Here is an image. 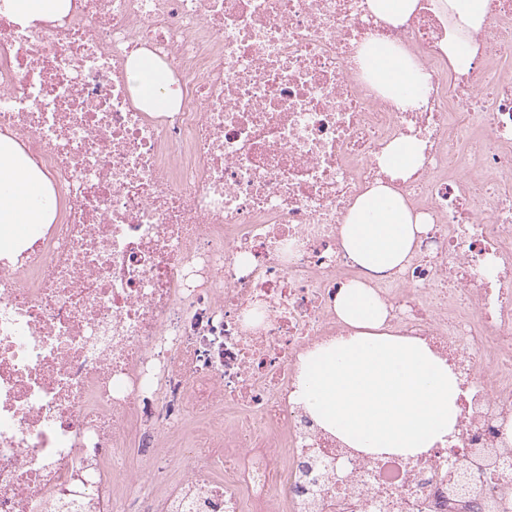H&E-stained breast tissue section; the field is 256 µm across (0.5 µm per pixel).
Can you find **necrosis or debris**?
<instances>
[{"instance_id":"1","label":"necrosis or debris","mask_w":512,"mask_h":512,"mask_svg":"<svg viewBox=\"0 0 512 512\" xmlns=\"http://www.w3.org/2000/svg\"><path fill=\"white\" fill-rule=\"evenodd\" d=\"M447 40L433 0L393 22L366 0L0 10V137L55 207L0 256V512H512V0L460 44L468 72ZM369 43L413 57L422 104L371 80ZM136 53L174 109L134 99ZM400 137L424 160L392 186L429 229L378 272L341 224ZM353 280L464 380L419 455L348 447L296 398Z\"/></svg>"}]
</instances>
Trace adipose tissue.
I'll use <instances>...</instances> for the list:
<instances>
[{
	"mask_svg": "<svg viewBox=\"0 0 512 512\" xmlns=\"http://www.w3.org/2000/svg\"><path fill=\"white\" fill-rule=\"evenodd\" d=\"M435 6L448 18L450 61L457 72H467L472 57L457 54L455 46L483 26L486 2L435 0ZM361 62L399 107L418 106L423 77L402 50L369 47ZM147 67L144 58H130V88L149 111H167L177 94L163 72L151 77ZM422 160L420 143L401 137L387 147L379 163L395 179L410 175ZM53 217L48 180L10 138L1 137L0 253L14 249L22 236L51 223ZM425 229L405 200L377 181L347 211L341 237L356 263L383 271L401 267ZM336 310L350 331L330 348L308 356L297 389L299 401L350 447L371 454L411 457L444 441L457 416L459 394L458 380L447 363L425 345L389 333L383 303L362 282L342 288Z\"/></svg>",
	"mask_w": 512,
	"mask_h": 512,
	"instance_id": "ef3b65f1",
	"label": "adipose tissue"
}]
</instances>
